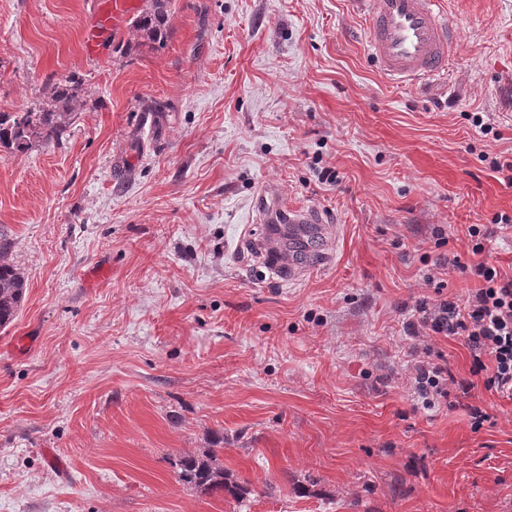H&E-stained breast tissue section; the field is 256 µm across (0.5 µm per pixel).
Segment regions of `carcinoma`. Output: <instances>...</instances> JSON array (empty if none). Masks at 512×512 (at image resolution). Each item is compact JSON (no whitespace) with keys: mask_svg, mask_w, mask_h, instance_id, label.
<instances>
[{"mask_svg":"<svg viewBox=\"0 0 512 512\" xmlns=\"http://www.w3.org/2000/svg\"><path fill=\"white\" fill-rule=\"evenodd\" d=\"M170 0H150L149 7L130 20L133 38L119 40L116 50L129 54L143 47L165 44L172 33ZM82 82L76 76L52 84L50 101L25 112L0 111V148L23 153L36 143L49 144L62 138L72 112L83 106ZM12 243L0 233V328L10 325L25 297L24 277L11 259ZM181 482L203 491L222 492L236 501L244 500L247 486L224 479V466L217 462L216 449L187 454L176 462Z\"/></svg>","mask_w":512,"mask_h":512,"instance_id":"1","label":"carcinoma"}]
</instances>
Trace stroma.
Masks as SVG:
<instances>
[{"mask_svg":"<svg viewBox=\"0 0 512 512\" xmlns=\"http://www.w3.org/2000/svg\"><path fill=\"white\" fill-rule=\"evenodd\" d=\"M95 2L0 0V110L86 91L60 140L0 151L26 278L0 329V512H512V404L487 397L477 433L413 412L399 310L434 227L463 254L461 225L512 213L488 164L512 159V0H444V88L386 81L350 0H172L166 46L89 59ZM268 188L334 227L293 284L256 271ZM218 444L244 502L177 476Z\"/></svg>","mask_w":512,"mask_h":512,"instance_id":"stroma-1","label":"stroma"}]
</instances>
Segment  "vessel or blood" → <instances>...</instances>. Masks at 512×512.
Returning <instances> with one entry per match:
<instances>
[{
    "instance_id": "b4317fda",
    "label": "vessel or blood",
    "mask_w": 512,
    "mask_h": 512,
    "mask_svg": "<svg viewBox=\"0 0 512 512\" xmlns=\"http://www.w3.org/2000/svg\"><path fill=\"white\" fill-rule=\"evenodd\" d=\"M353 2L366 20L367 54L383 75L397 84L444 79L460 31L440 11L439 0ZM112 35V0H100L86 26L88 57L99 56ZM257 210L275 227L254 243L270 276L299 281L311 269L304 255L308 244L317 242L324 252L334 246L332 228L316 210L290 207L272 190L260 196Z\"/></svg>"
}]
</instances>
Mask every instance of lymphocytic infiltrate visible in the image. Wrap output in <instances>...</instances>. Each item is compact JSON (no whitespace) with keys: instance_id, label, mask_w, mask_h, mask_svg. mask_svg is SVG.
Wrapping results in <instances>:
<instances>
[{"instance_id":"f902f5d3","label":"lymphocytic infiltrate","mask_w":512,"mask_h":512,"mask_svg":"<svg viewBox=\"0 0 512 512\" xmlns=\"http://www.w3.org/2000/svg\"><path fill=\"white\" fill-rule=\"evenodd\" d=\"M511 224L512 216L500 213L493 225H468L466 258L446 252L447 232L434 227L431 236L441 253L422 275L423 293L401 307L416 408L463 411L475 432L493 421L484 404L477 402L475 388L512 402V273L484 257L495 227ZM451 270L473 283L464 298L446 291L444 277ZM437 338L462 343L469 358L467 374L453 372L447 354L433 345Z\"/></svg>"}]
</instances>
